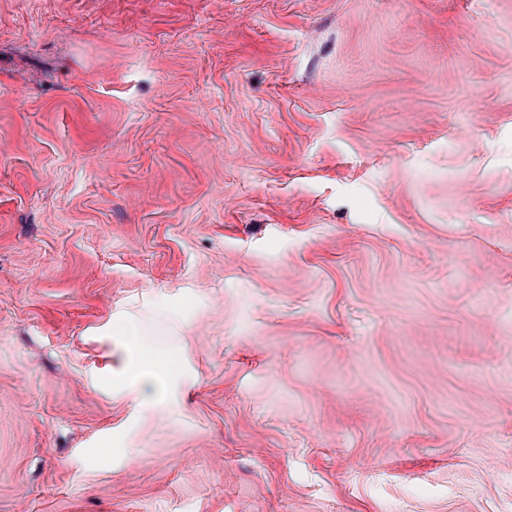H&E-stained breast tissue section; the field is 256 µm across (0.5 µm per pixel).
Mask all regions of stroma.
Instances as JSON below:
<instances>
[{
    "instance_id": "stroma-1",
    "label": "stroma",
    "mask_w": 512,
    "mask_h": 512,
    "mask_svg": "<svg viewBox=\"0 0 512 512\" xmlns=\"http://www.w3.org/2000/svg\"><path fill=\"white\" fill-rule=\"evenodd\" d=\"M511 347L512 0H0V512H512ZM129 343L133 355L120 377V382L133 390H141L148 383L153 386L163 385L169 376L168 364L154 358L142 346L136 334H129Z\"/></svg>"
}]
</instances>
